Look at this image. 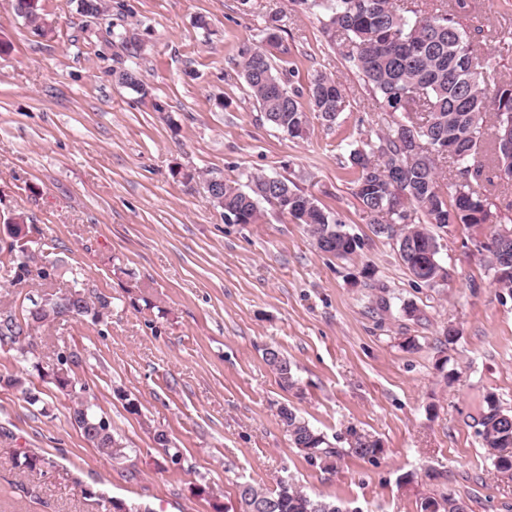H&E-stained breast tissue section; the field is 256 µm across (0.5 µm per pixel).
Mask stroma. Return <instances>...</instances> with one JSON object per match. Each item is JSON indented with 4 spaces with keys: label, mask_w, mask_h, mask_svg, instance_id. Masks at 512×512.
Instances as JSON below:
<instances>
[{
    "label": "stroma",
    "mask_w": 512,
    "mask_h": 512,
    "mask_svg": "<svg viewBox=\"0 0 512 512\" xmlns=\"http://www.w3.org/2000/svg\"><path fill=\"white\" fill-rule=\"evenodd\" d=\"M107 3L90 19L68 0H39L42 34L0 0V41L11 46L0 56V310L22 312L76 282L111 303L100 322L65 317L0 346V375L33 393L0 386V512H239L240 484L282 478L350 512H422L444 494L466 512H512V479L468 420L489 391L512 410V295L476 247L485 228H434L446 277L413 281L394 241L366 223L345 150L394 115L291 0ZM273 15L297 82L333 74L348 100L333 126L312 120L303 140L266 121L235 65ZM458 17L483 27L486 71L512 79L501 43L512 6L467 0ZM130 67L146 94L116 82ZM186 170L198 179L185 182ZM248 172L293 178L344 222L355 254L321 253L272 210L256 224L226 222L206 182ZM14 217L37 262L57 265L54 279L13 282L3 247ZM449 325L459 336L448 346ZM269 347L291 361L293 389L266 364ZM66 349L81 357L73 376L111 421L119 459L71 420L54 381ZM284 405L344 451L352 431L382 451L311 463L282 428ZM158 431L169 448L155 444ZM19 452L52 465L19 471Z\"/></svg>",
    "instance_id": "obj_1"
}]
</instances>
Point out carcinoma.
<instances>
[{
    "label": "carcinoma",
    "instance_id": "obj_1",
    "mask_svg": "<svg viewBox=\"0 0 512 512\" xmlns=\"http://www.w3.org/2000/svg\"><path fill=\"white\" fill-rule=\"evenodd\" d=\"M407 0H295L302 9L322 16L329 42L337 44L346 65L380 96L385 109L400 114L376 139L350 143L349 161L356 187L355 195L374 232L401 241L398 225L408 222L420 231L399 254L415 281L427 286L436 283L442 273L437 243L427 225L484 224L495 215L491 198L474 189L485 180L483 165H475L476 155L486 150L497 172L512 179V153L497 145L496 137L484 139L487 120L491 129L512 124V80L490 82L473 78L469 60L477 58L474 45L482 29L461 24L456 14L434 8L417 14L405 5ZM16 12L31 23L40 19L39 0H15ZM278 19L272 18L264 29V44L246 45L238 50L239 68L249 95L263 112L266 121L293 139L304 138L310 117L326 121L325 113L336 114L348 106L342 84L333 76L318 72L304 86L294 82L292 68L279 69L275 53H288L280 35ZM118 83L144 96V83L132 69L116 73ZM213 203L224 211L233 224H256L264 217L261 203L291 216L306 226L312 238L336 237L341 248L335 257L354 253V237L342 229L341 222L311 194L302 192L288 178L281 185L269 187L264 175H246V184L223 179L206 181ZM13 243V279L23 282L35 275L51 278L48 267L32 269L33 257L26 248L27 233L22 222L10 224ZM485 266L498 287L512 292V240L496 237L489 229ZM110 305L107 297L90 299L79 290L44 297L26 310L23 317L6 311L0 313V343L15 344L20 337L60 316H90L100 319ZM70 362L62 361L55 375L57 386L68 392L74 402L71 418L84 438L98 450L112 457L119 454V442L107 419L90 410L83 400L84 386L70 376L80 365L77 353H69ZM264 359L276 373L280 385L288 390L296 385L290 361L278 350L268 348ZM280 421L292 445L311 462L333 466L341 451L297 412L284 405ZM486 448L488 458L503 472L512 470V411L499 404L493 391L485 394L483 406L471 416ZM381 452L379 441L366 435H353L347 453L371 459ZM243 512H348L340 502L320 495H309L287 480L274 489L249 483L239 486ZM422 512H464L463 504L447 495L442 501L427 500Z\"/></svg>",
    "mask_w": 512,
    "mask_h": 512
}]
</instances>
